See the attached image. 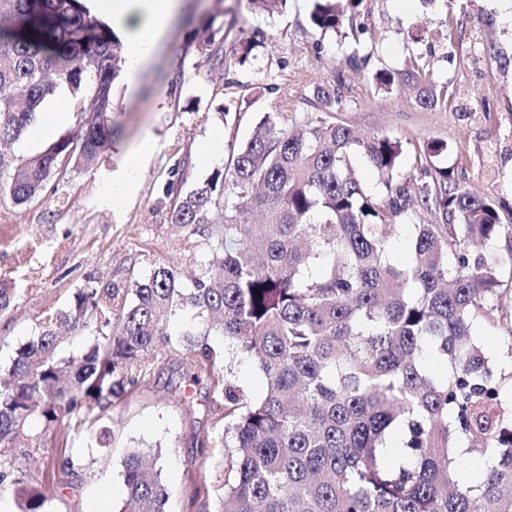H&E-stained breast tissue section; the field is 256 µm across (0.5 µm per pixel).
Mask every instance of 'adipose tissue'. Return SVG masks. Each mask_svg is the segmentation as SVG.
<instances>
[{
    "mask_svg": "<svg viewBox=\"0 0 512 512\" xmlns=\"http://www.w3.org/2000/svg\"><path fill=\"white\" fill-rule=\"evenodd\" d=\"M187 5L188 0H88L90 12L123 39L128 94L139 92L145 67L155 56L171 24ZM155 149L154 140L147 135L125 154L105 185L106 204L119 207L136 192L142 172Z\"/></svg>",
    "mask_w": 512,
    "mask_h": 512,
    "instance_id": "1",
    "label": "adipose tissue"
}]
</instances>
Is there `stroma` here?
<instances>
[{"label":"stroma","mask_w":512,"mask_h":512,"mask_svg":"<svg viewBox=\"0 0 512 512\" xmlns=\"http://www.w3.org/2000/svg\"><path fill=\"white\" fill-rule=\"evenodd\" d=\"M311 7L310 0H289L284 14L267 18L246 15L242 0H196L144 70L139 93L129 95L124 79L116 80L118 123L106 164L59 171L39 198L21 205L0 190V283L16 287L9 307L0 310V365L35 336L40 318L64 308L87 281L125 290L158 263L197 268L205 246L177 233L166 188L187 192L203 184L233 146L250 138L284 88L295 92L309 81L345 74L351 91L341 120L414 145L447 143L456 177L512 211V0H357L339 31L324 35L307 28ZM214 15L226 24L225 44L238 36L228 21L241 15L266 33L255 57L228 74L211 67L191 42L194 26ZM354 46L368 58L359 70L346 63L345 52ZM413 55L450 83L451 109L427 110L409 95L388 98L369 88L372 72L402 67ZM245 93L252 98L248 108L220 115V105ZM146 134L156 150L136 195L116 210L102 205L107 175ZM185 148L193 166L183 174ZM203 327L192 312L171 316L167 342L112 409L107 447L77 432L76 421L49 430L34 421L33 434L46 444L19 443L13 467L47 486L49 512H119L124 462L136 448L151 454L169 494L168 512H214L223 493L215 476L224 458L206 437L224 430V395L198 380L186 342Z\"/></svg>","instance_id":"35a3bbf8"}]
</instances>
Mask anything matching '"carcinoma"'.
<instances>
[{"label": "carcinoma", "instance_id": "1", "mask_svg": "<svg viewBox=\"0 0 512 512\" xmlns=\"http://www.w3.org/2000/svg\"><path fill=\"white\" fill-rule=\"evenodd\" d=\"M287 0H246L272 17ZM340 0H312L309 25L343 26ZM0 144L19 140L37 112L65 88L76 124L46 150L19 160L0 153V186L17 204L35 199L61 167L105 161L112 138L113 85L125 59L120 41L83 0H0ZM212 23L194 30L196 50L222 71L232 66ZM264 44L240 28L236 62ZM375 93L404 87L424 109L453 103L416 57L370 79ZM351 87L344 78L281 94L251 137L231 149L205 183L166 192L171 223L207 246L210 258L186 277L162 264L133 285L89 284L66 308L41 319L33 339L3 368L1 469L15 443L41 445L30 419L51 428L66 418L105 438L114 402L135 383L166 335L169 317L189 310L223 336L222 356L203 340L198 368L224 392L230 478L215 512H512V372L494 370L475 325L512 338V218L461 184L444 162L448 146L415 151L417 175L403 172L402 140L358 132L336 118ZM314 111L296 120V103ZM376 170L379 189L360 180L352 159ZM411 228L408 258L392 262L390 243ZM504 240L506 254L476 246ZM95 326L93 343L60 352L62 333ZM254 359L265 392L251 400L232 379V359ZM447 367L443 376L431 364ZM493 460L475 480L458 468L457 449ZM120 512H166L167 492L140 451L125 462ZM22 512H48L43 487L14 478Z\"/></svg>", "mask_w": 512, "mask_h": 512}]
</instances>
